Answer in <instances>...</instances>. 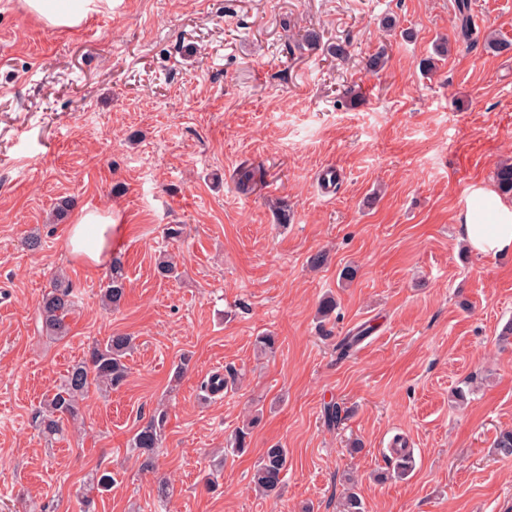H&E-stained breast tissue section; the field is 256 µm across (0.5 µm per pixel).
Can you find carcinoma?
<instances>
[{
    "label": "carcinoma",
    "instance_id": "cac0c4a2",
    "mask_svg": "<svg viewBox=\"0 0 512 512\" xmlns=\"http://www.w3.org/2000/svg\"><path fill=\"white\" fill-rule=\"evenodd\" d=\"M494 179L504 194H512V163H503L495 171ZM127 275L122 261L112 259L107 285L104 288V305L118 309L125 297ZM74 311L73 285L64 275L52 280L49 290L43 295L39 306L42 331L49 336L61 338L67 335V319ZM132 350V337L114 333L104 342L94 346L89 356L76 363L68 371L61 386L46 397L35 412V424L47 442L61 434L64 421L75 420L80 414V401L91 388L110 391L119 388L127 378L124 359ZM167 424V412L156 411L141 425L129 441V448L141 457V467L146 471L154 469V451L160 447ZM248 423L239 428L232 437L231 451L242 454L248 450L251 429ZM288 470V449L274 445L265 449L254 473L257 489L266 497L279 496ZM114 476L97 471L87 481L88 490L104 493L112 488Z\"/></svg>",
    "mask_w": 512,
    "mask_h": 512
}]
</instances>
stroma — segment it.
<instances>
[{
	"mask_svg": "<svg viewBox=\"0 0 512 512\" xmlns=\"http://www.w3.org/2000/svg\"><path fill=\"white\" fill-rule=\"evenodd\" d=\"M457 4L114 0L62 31L0 0V512H338L352 488L364 512H512V459L494 450L512 430V253H473L455 221L512 159V49L489 46L512 42V0H468V40ZM64 200L120 213V309L102 304L107 266L70 256ZM163 254L180 279L158 275ZM60 271L75 311L57 339L38 308ZM114 333L136 343L125 383L46 443L33 411ZM263 333L275 353L257 350ZM159 408L148 473L128 442ZM249 418L248 452L227 453ZM277 443L285 485L265 497L252 477ZM97 470L116 483L87 509Z\"/></svg>",
	"mask_w": 512,
	"mask_h": 512,
	"instance_id": "obj_1",
	"label": "stroma"
}]
</instances>
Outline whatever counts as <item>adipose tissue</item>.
<instances>
[{
	"label": "adipose tissue",
	"instance_id": "ef3b65f1",
	"mask_svg": "<svg viewBox=\"0 0 512 512\" xmlns=\"http://www.w3.org/2000/svg\"><path fill=\"white\" fill-rule=\"evenodd\" d=\"M29 13L46 25L63 30L78 27L90 14L108 8L112 0H24ZM120 217L116 213L84 211L75 216L69 237L73 258L100 264L112 258V236ZM458 234L477 254L512 252V200L493 188L475 184L457 214Z\"/></svg>",
	"mask_w": 512,
	"mask_h": 512
}]
</instances>
